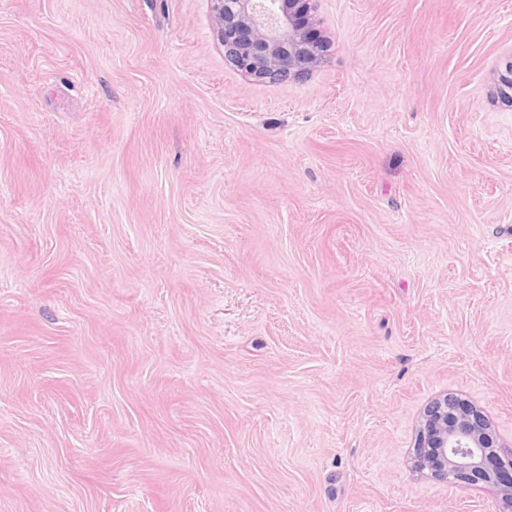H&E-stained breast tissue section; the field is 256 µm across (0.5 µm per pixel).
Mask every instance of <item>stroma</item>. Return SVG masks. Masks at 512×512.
Here are the masks:
<instances>
[{
  "mask_svg": "<svg viewBox=\"0 0 512 512\" xmlns=\"http://www.w3.org/2000/svg\"><path fill=\"white\" fill-rule=\"evenodd\" d=\"M258 81L208 0H0V512H491L512 447V0H320ZM497 436L484 417L453 395L433 400L419 426L412 468L441 480L492 488L498 512L512 511V453L499 454Z\"/></svg>",
  "mask_w": 512,
  "mask_h": 512,
  "instance_id": "stroma-1",
  "label": "stroma"
}]
</instances>
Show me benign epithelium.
I'll return each mask as SVG.
<instances>
[{"label":"benign epithelium","instance_id":"1","mask_svg":"<svg viewBox=\"0 0 512 512\" xmlns=\"http://www.w3.org/2000/svg\"><path fill=\"white\" fill-rule=\"evenodd\" d=\"M319 0H209L213 32L227 62L270 82L299 78L324 52L316 32ZM412 468L441 480L492 488L498 512H512V454H499L484 417L453 395L433 400L419 426Z\"/></svg>","mask_w":512,"mask_h":512}]
</instances>
